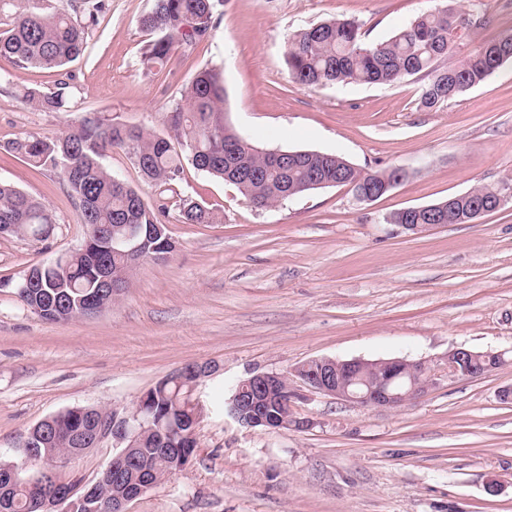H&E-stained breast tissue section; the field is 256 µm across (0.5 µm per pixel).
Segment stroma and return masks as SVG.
<instances>
[{
  "label": "stroma",
  "mask_w": 512,
  "mask_h": 512,
  "mask_svg": "<svg viewBox=\"0 0 512 512\" xmlns=\"http://www.w3.org/2000/svg\"><path fill=\"white\" fill-rule=\"evenodd\" d=\"M88 46L63 69L21 68L0 57V181L55 216L46 241L0 236V279L78 249L87 228L59 174L31 168L4 145L63 134L101 112L165 133L164 114L202 66L224 82V120L262 149L336 153L368 172L406 179L372 202L352 189H316L257 209L237 187L184 164L178 193L208 207L211 224H185L176 204L159 219L176 245L140 261L111 306L49 322L0 289V455L29 429L77 407L132 413L140 396L193 362L218 371L195 390L201 406L192 463L129 502L126 512H512V194L470 224L412 233L390 223L402 209L440 202L477 184H512V65L437 109L422 78L391 85L307 87L288 76L296 30L352 19L364 42L406 24L428 0H224L213 29L176 46L163 68L143 62L152 36L140 18L153 0H104ZM486 24L464 41L512 30V0H454ZM74 91L71 108L21 102L26 88ZM108 171L155 204L128 154ZM463 347L504 352L479 378L441 368ZM319 357L406 358L432 385L401 407L372 408L291 385L304 429L250 428L228 415L236 384L256 372L293 373ZM499 495L487 494L488 481Z\"/></svg>",
  "instance_id": "1"
}]
</instances>
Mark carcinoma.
<instances>
[{
	"instance_id": "carcinoma-1",
	"label": "carcinoma",
	"mask_w": 512,
	"mask_h": 512,
	"mask_svg": "<svg viewBox=\"0 0 512 512\" xmlns=\"http://www.w3.org/2000/svg\"><path fill=\"white\" fill-rule=\"evenodd\" d=\"M223 6L224 0H154L151 11L140 20L144 29L157 34L146 48L147 64L161 68L174 46L189 45L204 37ZM81 9L73 0L57 6L47 0H0V15L5 16L0 23V56L12 58L21 68L65 66L86 50L104 3L97 0L84 14ZM189 21L193 25L188 29L185 24ZM484 25L480 17L456 12L447 0H437L389 37L373 44L363 42L357 22L326 20L290 37L286 63L290 77L302 85L394 84L406 77H425L428 82L421 88V104L436 109L497 69L512 64L511 33L481 44L454 65L441 64L456 52L454 32H461L465 39ZM21 98L31 107L58 112L70 107L73 92L68 83L60 82L49 94L31 88L24 90ZM224 101L223 80L213 69L203 67L187 83L180 101L166 113V136L92 113L74 121L59 137L26 135L5 146L31 167L60 174L79 201L91 245L85 251L61 255V263L33 267L36 282L30 288L22 290L11 279L0 280V288H10L24 308L44 320L59 322L80 316L83 303L106 292L100 268L106 267L120 277L132 262L112 247L125 225H139L150 248L146 257L159 259L174 251L175 245L156 228L157 213L166 209L165 200L174 192L185 161L223 180L234 170L254 172L233 184L257 209L311 190L316 179L333 183L348 179L379 191L399 172L396 167L365 172L337 154L304 150L288 158V170L284 171L255 153L250 143L235 141L233 130L224 122ZM110 148L130 155L142 177L159 189L163 203L154 209L134 188L114 179L103 165ZM506 190L504 185L474 186L457 195L458 201L452 206L441 208L440 215L446 224H460V216L469 211L494 209ZM179 216L185 224L214 223L212 213L192 199H180ZM55 228L56 219L44 204L16 186L0 182L1 232L45 241ZM188 372L178 381L173 377L160 381L148 392L145 406L154 418L153 426H179L191 420L195 374L191 368ZM265 416L278 424L297 423L283 393L275 394L266 404ZM196 449V440L189 441L176 431L160 448L156 433L145 431L130 450L122 482L114 485L109 481L96 488L92 512H113L116 495L126 488L162 483L175 473L176 463ZM57 492L53 482L35 493L23 486L15 487L9 492L10 512H38L33 508V498L52 497Z\"/></svg>"
}]
</instances>
